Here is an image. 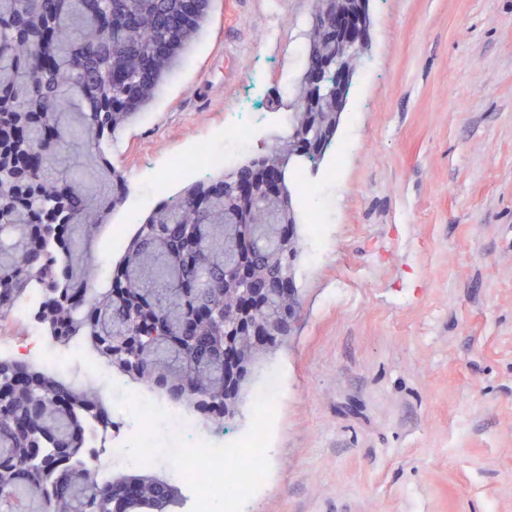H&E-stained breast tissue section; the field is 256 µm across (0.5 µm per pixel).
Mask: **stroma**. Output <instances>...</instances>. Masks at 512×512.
Instances as JSON below:
<instances>
[{
  "mask_svg": "<svg viewBox=\"0 0 512 512\" xmlns=\"http://www.w3.org/2000/svg\"><path fill=\"white\" fill-rule=\"evenodd\" d=\"M315 0H213L153 107L108 157L128 193L93 244L109 273L182 187L174 156L220 148L249 105L252 147L288 135ZM331 147L309 174L333 201L300 259L291 335L261 363L283 389L245 512H512V0H369ZM344 162H337L340 148Z\"/></svg>",
  "mask_w": 512,
  "mask_h": 512,
  "instance_id": "1",
  "label": "stroma"
}]
</instances>
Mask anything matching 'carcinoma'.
Returning <instances> with one entry per match:
<instances>
[{
	"instance_id": "carcinoma-1",
	"label": "carcinoma",
	"mask_w": 512,
	"mask_h": 512,
	"mask_svg": "<svg viewBox=\"0 0 512 512\" xmlns=\"http://www.w3.org/2000/svg\"><path fill=\"white\" fill-rule=\"evenodd\" d=\"M213 0H0V318L33 290L39 319L63 346L80 339L113 370L174 404L224 421V396L243 392L259 360L283 342L250 340L253 326L288 321L303 247L289 194L239 201L238 184L269 163L288 170L278 143L229 174L183 188L140 223L97 287L91 246L125 202L106 146L156 101L210 20ZM289 114L332 142L331 105ZM294 234L278 246L279 235ZM259 277L246 298L240 279ZM0 512H167L178 490L145 469L98 484L87 430L108 415L101 395L44 367L0 357ZM141 492L115 510L114 486Z\"/></svg>"
}]
</instances>
